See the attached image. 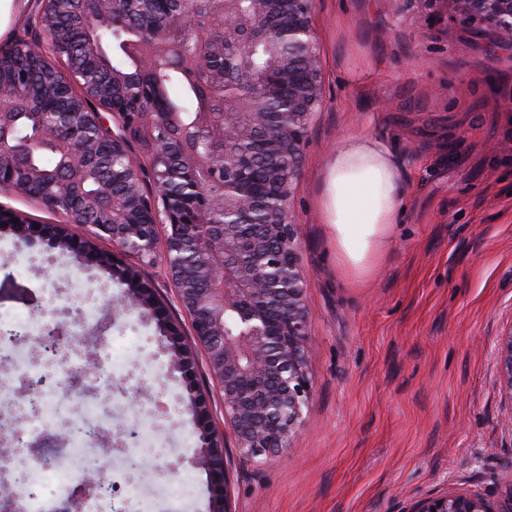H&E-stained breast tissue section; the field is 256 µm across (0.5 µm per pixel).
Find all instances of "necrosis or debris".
I'll list each match as a JSON object with an SVG mask.
<instances>
[{"mask_svg":"<svg viewBox=\"0 0 512 512\" xmlns=\"http://www.w3.org/2000/svg\"><path fill=\"white\" fill-rule=\"evenodd\" d=\"M71 326H63L57 304H50L39 316L22 322L20 334L0 330V422H8L9 435L43 437L56 424V392L68 389L77 401L75 420L83 429L65 456L54 447L43 448L33 457L29 448L13 447L11 458L0 459V477L12 470H26L30 480L12 487L11 512H45L44 486H52L58 496H68L84 483L85 463L100 453L99 441L107 419L100 412L92 391H111L119 369L109 353H102L95 371H88L83 357L85 342L98 340L105 332L92 295H85L76 307ZM47 343L46 351L31 358L22 347L29 340ZM99 492L85 502L83 512H185L178 489H170L163 501L144 495L130 484L123 502H115L108 488L112 483L109 462L98 469Z\"/></svg>","mask_w":512,"mask_h":512,"instance_id":"1","label":"necrosis or debris"}]
</instances>
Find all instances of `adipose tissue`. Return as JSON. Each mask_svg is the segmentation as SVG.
I'll list each match as a JSON object with an SVG mask.
<instances>
[{
  "label": "adipose tissue",
  "mask_w": 512,
  "mask_h": 512,
  "mask_svg": "<svg viewBox=\"0 0 512 512\" xmlns=\"http://www.w3.org/2000/svg\"><path fill=\"white\" fill-rule=\"evenodd\" d=\"M404 168L383 140L360 133L344 139L320 176L319 208L348 274L364 278L390 249L402 219Z\"/></svg>",
  "instance_id": "ef3b65f1"
}]
</instances>
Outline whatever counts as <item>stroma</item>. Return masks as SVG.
I'll use <instances>...</instances> for the list:
<instances>
[{
	"label": "stroma",
	"mask_w": 512,
	"mask_h": 512,
	"mask_svg": "<svg viewBox=\"0 0 512 512\" xmlns=\"http://www.w3.org/2000/svg\"><path fill=\"white\" fill-rule=\"evenodd\" d=\"M314 24L323 103L292 201L308 273L313 396L284 457L239 454L222 393L162 263H140V274L192 349L189 379L172 365L167 333L147 311L114 312L124 294L116 271L48 239L20 243L12 225L0 224V311L36 315L48 283L64 290L82 278L102 288L95 303L113 331L138 339L128 368L151 376L136 383L115 375L101 440L115 497L131 478L147 494L167 490L155 461L124 458L116 447L136 422L131 397L145 391L180 410L179 424L162 431L186 512L212 510L198 460V394L223 432L232 512H409L430 495L488 493L512 462V408L495 384V344L512 327V56L414 0L396 15L385 0H317ZM356 133L387 141L408 166L403 222L360 282L338 265L318 205L326 161Z\"/></svg>",
	"instance_id": "1"
}]
</instances>
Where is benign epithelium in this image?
Segmentation results:
<instances>
[{"instance_id": "7a95c632", "label": "benign epithelium", "mask_w": 512, "mask_h": 512, "mask_svg": "<svg viewBox=\"0 0 512 512\" xmlns=\"http://www.w3.org/2000/svg\"><path fill=\"white\" fill-rule=\"evenodd\" d=\"M406 1L428 9L446 4L462 23L490 36L493 49L512 53V0L387 4L397 13ZM52 2L35 0L28 13V27L45 35L29 46L34 71L65 41L49 17ZM72 2L79 4L87 28L122 29L138 0H123L121 7L118 0ZM314 2L209 0V13L201 19L193 0H176L180 40L171 39L167 24L144 22L138 29L136 80L114 68L112 93L104 96L100 88L83 83L90 73L79 69L70 81L49 89L66 104L52 122L43 100L18 92L29 72L0 74V192L35 198L62 212L67 223L91 226L95 236L112 240L118 251L142 262L156 261V228L165 225V273L192 320L195 339L224 394V420L246 458L285 454L312 399L306 271L290 202L298 189L309 123L322 101ZM187 43L197 47L190 58L184 52ZM170 62L208 74L223 91L224 111L204 109L195 121L196 128L214 133L212 141L192 135L179 113L164 105L167 93L157 71ZM86 101L96 109L94 126L79 135L68 123ZM18 111L35 117L40 138L23 143L11 138ZM143 125L161 135L149 139L140 157L130 150L129 138ZM47 146L61 156L59 175L27 166L28 155ZM146 171L152 191L144 187ZM92 177L99 185L94 193L87 191ZM52 181L59 182L58 198L45 197L43 186ZM11 223L25 243L46 230L0 207V224ZM66 248L81 260L111 263L86 239L70 236ZM118 280L127 288L126 305L146 309L170 325L165 304L141 280L138 267L123 268ZM171 361L180 369L192 364L191 351L180 340ZM496 364V385L512 404V328L498 340ZM198 403L195 422L208 439L200 459L209 474L213 512H229L219 430L206 402L200 398ZM79 433L65 421L52 436L61 445ZM409 512H512V467L501 472L492 500L447 492L417 500Z\"/></svg>"}]
</instances>
